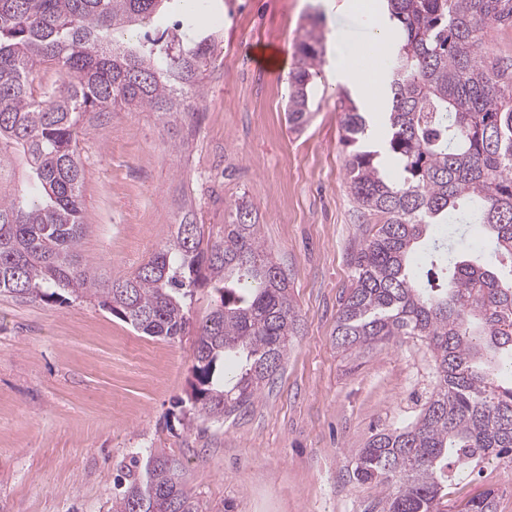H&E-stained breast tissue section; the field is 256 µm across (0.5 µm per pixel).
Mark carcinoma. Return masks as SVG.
Instances as JSON below:
<instances>
[{
    "mask_svg": "<svg viewBox=\"0 0 512 512\" xmlns=\"http://www.w3.org/2000/svg\"><path fill=\"white\" fill-rule=\"evenodd\" d=\"M168 0H0V156L17 151L32 178L0 196V293L48 301L67 292L99 305L146 336L176 339L189 327L185 299L203 286L214 303L197 327L188 402L220 421L251 406L281 369L299 314L288 277L262 242L252 205L230 208L205 236L187 203L168 240L125 278L108 280L82 261L84 180L77 126L115 106L158 114L175 128L198 110L215 37L179 33L126 46L118 35L150 24ZM397 30L384 57L385 152L367 147L366 113L344 95L347 184L380 217L350 258L335 343L355 354L398 336H419L437 385L411 423L376 432L351 478L391 488L381 512H440L459 477L484 460L512 465V60L484 38L512 26V0H383ZM313 16L288 83V123L307 122L323 52ZM59 83L36 82L45 69ZM455 218L448 238L431 234ZM488 231L494 261L459 247L465 227ZM424 252L444 282L419 284ZM182 464L147 452L128 470L112 512H207L182 481ZM459 512H497L494 491Z\"/></svg>",
    "mask_w": 512,
    "mask_h": 512,
    "instance_id": "obj_1",
    "label": "carcinoma"
}]
</instances>
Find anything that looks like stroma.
<instances>
[{
	"mask_svg": "<svg viewBox=\"0 0 512 512\" xmlns=\"http://www.w3.org/2000/svg\"><path fill=\"white\" fill-rule=\"evenodd\" d=\"M321 14L325 49L361 40L367 15L324 13L319 0H211L164 12L157 37L194 17L215 34L203 102L177 128L153 112L86 113L81 253L107 278L131 274L174 232L180 203L218 231L235 202L251 203L262 241L287 274L300 314L272 384L252 408L218 422L184 398L196 337L137 332L75 297L0 295V512H109L115 478L154 449L182 461L183 481L210 512H372L385 487L349 476L370 436L412 422L435 382L427 343L401 336L349 356L334 336L350 287V254L377 218L346 184L342 94L360 99L328 62L318 66L308 121H287L288 77L307 18ZM280 54L257 64L258 49ZM512 512V468L480 463L460 477L448 512L484 491Z\"/></svg>",
	"mask_w": 512,
	"mask_h": 512,
	"instance_id": "stroma-1",
	"label": "stroma"
}]
</instances>
